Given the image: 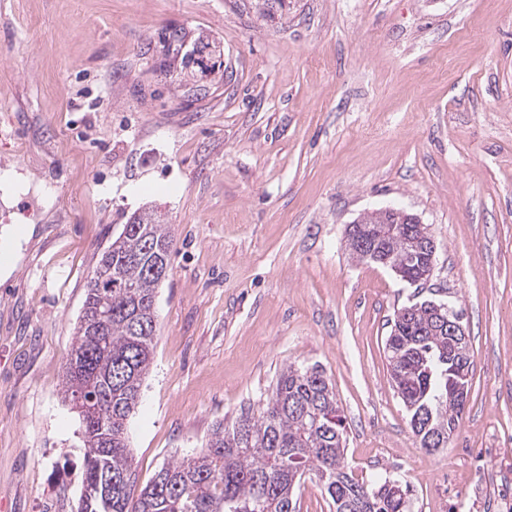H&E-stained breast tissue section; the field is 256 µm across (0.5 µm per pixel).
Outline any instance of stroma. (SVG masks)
Listing matches in <instances>:
<instances>
[{"label":"stroma","instance_id":"35a3bbf8","mask_svg":"<svg viewBox=\"0 0 512 512\" xmlns=\"http://www.w3.org/2000/svg\"><path fill=\"white\" fill-rule=\"evenodd\" d=\"M289 2L0 0V512H78L66 360L93 267L148 205L173 245L137 487L317 364L355 479L410 484V512H512V0ZM175 27L223 73L181 70ZM385 208L436 239L422 286L345 248ZM417 294L462 311L473 354L434 453L385 351Z\"/></svg>","mask_w":512,"mask_h":512}]
</instances>
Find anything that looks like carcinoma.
Masks as SVG:
<instances>
[{
    "label": "carcinoma",
    "instance_id": "carcinoma-1",
    "mask_svg": "<svg viewBox=\"0 0 512 512\" xmlns=\"http://www.w3.org/2000/svg\"><path fill=\"white\" fill-rule=\"evenodd\" d=\"M140 216L139 235L124 224L101 253L91 274L101 287L87 285L83 313L104 296L112 300V320L98 336L77 326L67 357L64 401L81 419L84 448L79 512H296L294 489L307 472L323 482L336 512H408L410 485L387 480L370 488L346 472L343 420L332 384L316 366L286 367L258 413L217 425L198 455L163 466L134 494L127 424L152 361L160 285L145 274L153 257L147 245L171 249L158 208ZM424 231L403 224L388 243L402 280L426 265L413 248ZM386 350L393 388L420 446L448 447L465 408L466 399L456 396L457 367L473 364L469 343L456 346L423 299L395 312Z\"/></svg>",
    "mask_w": 512,
    "mask_h": 512
}]
</instances>
